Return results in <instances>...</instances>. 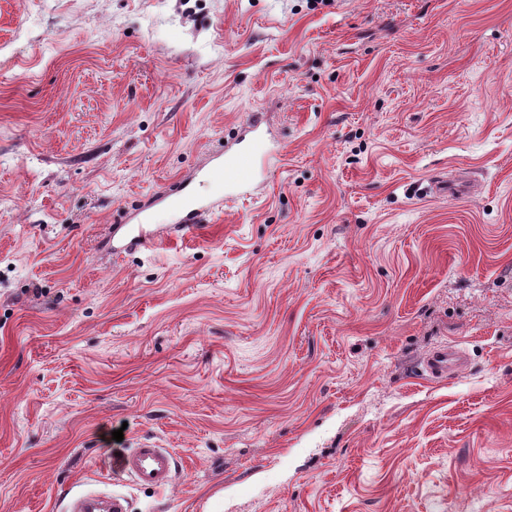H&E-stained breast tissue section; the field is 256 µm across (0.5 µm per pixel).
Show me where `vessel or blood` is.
Segmentation results:
<instances>
[{"label": "vessel or blood", "instance_id": "b4317fda", "mask_svg": "<svg viewBox=\"0 0 512 512\" xmlns=\"http://www.w3.org/2000/svg\"><path fill=\"white\" fill-rule=\"evenodd\" d=\"M212 177L224 180L225 184L242 187L256 177V166L249 147L225 153L216 161L210 171ZM168 208L173 222L167 235H160L149 224H134L127 231L125 251L152 250L163 240H177L193 236L198 230L203 205L191 194H183L170 201ZM466 367L464 355L456 349L440 347L434 350L423 362V370L434 378H444L457 374ZM117 468L142 486L164 489L170 486L175 477V458L166 448L152 444H142L127 449L116 461ZM111 505L99 507L93 494L78 495L70 505L72 512H127L123 495L112 494Z\"/></svg>", "mask_w": 512, "mask_h": 512}]
</instances>
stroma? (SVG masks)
<instances>
[{
  "label": "stroma",
  "instance_id": "obj_1",
  "mask_svg": "<svg viewBox=\"0 0 512 512\" xmlns=\"http://www.w3.org/2000/svg\"><path fill=\"white\" fill-rule=\"evenodd\" d=\"M185 183L199 234L113 255ZM86 491L512 512V0H0V512ZM209 174L224 179V184L245 187L256 177V166L250 148L245 146L232 152H225L224 158L216 159ZM465 368V356L459 350L445 346L434 350L423 362V371L437 379L457 374ZM116 467L141 485L165 489L176 477L175 458L168 448L141 444L128 448L116 461Z\"/></svg>",
  "mask_w": 512,
  "mask_h": 512
}]
</instances>
